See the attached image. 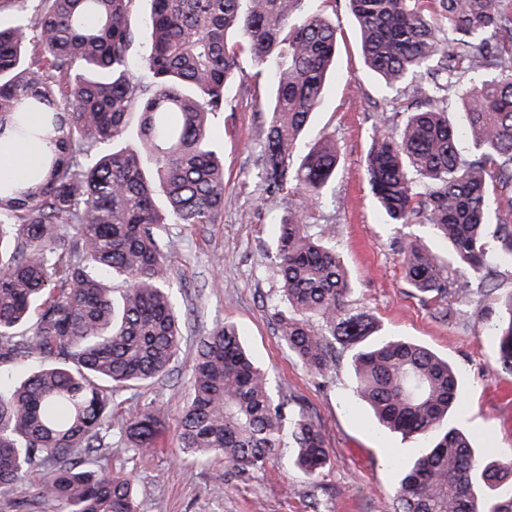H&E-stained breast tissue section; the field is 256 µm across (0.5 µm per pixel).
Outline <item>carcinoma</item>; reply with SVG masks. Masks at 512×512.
<instances>
[{"instance_id": "1", "label": "carcinoma", "mask_w": 512, "mask_h": 512, "mask_svg": "<svg viewBox=\"0 0 512 512\" xmlns=\"http://www.w3.org/2000/svg\"><path fill=\"white\" fill-rule=\"evenodd\" d=\"M0 0V140L43 144L36 176L0 180V499L8 512H139L132 484L107 467L113 429L138 462L162 428L153 407L114 425L117 396L167 375L186 315L174 300L164 224H221L224 158L211 117L247 51L269 74L261 130L267 193L297 198L280 220L275 260L279 335L308 371L325 376L349 353L354 392L377 426L421 441L391 512H512V461H489L449 423L460 375L399 336L369 340V315L348 304L347 270L306 223L336 177V142L300 150L333 72L336 26L312 0H150V79L132 69L137 0ZM367 66L409 83L403 126H373L365 173L384 223L429 227L399 242L405 277L423 301L467 302L497 291L512 264V0H347ZM461 91L465 126L441 107ZM135 134L138 146L124 141ZM470 135L474 151L458 142ZM500 212L495 247L491 206ZM125 288L113 296L109 280ZM488 333L512 374V291L496 299ZM179 460H224L210 488L266 469L286 448L309 477L327 465L320 427L275 392L235 324L197 343L191 396L179 421ZM29 482L23 497L16 487Z\"/></svg>"}]
</instances>
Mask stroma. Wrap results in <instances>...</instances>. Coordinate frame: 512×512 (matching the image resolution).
Wrapping results in <instances>:
<instances>
[{
	"label": "stroma",
	"instance_id": "obj_1",
	"mask_svg": "<svg viewBox=\"0 0 512 512\" xmlns=\"http://www.w3.org/2000/svg\"><path fill=\"white\" fill-rule=\"evenodd\" d=\"M316 9L336 25V75L303 139L332 136L339 170L320 206L307 221L324 233L350 271L349 302L373 319L377 336L419 342L455 366L462 379L461 408L453 423L467 429L478 447L512 454V376L498 369V353L487 334L491 298L448 304V318L411 294L396 239L400 232L379 216L364 160L378 118L402 125L395 103L410 91L387 87L366 66L347 0H317ZM243 81L226 90L227 104L213 119L216 149L224 156V221L170 224L171 276L180 305L192 317L168 377L126 394L128 404L156 407L164 423L160 445L147 462H136L122 444L112 446V470L127 476L139 512H388L399 487L402 464L417 453L413 440L379 432L353 393L347 359L328 376L305 370L289 352L273 319L280 281L274 242L288 195L266 196L260 168L259 96L268 83L250 54H242ZM233 322L255 358L268 368L276 390L299 398L321 428L329 462L316 477L272 460L247 481L229 483L220 499L209 494L224 474L216 459L204 466L177 460L183 404L191 393V367L200 336L218 322Z\"/></svg>",
	"mask_w": 512,
	"mask_h": 512
}]
</instances>
